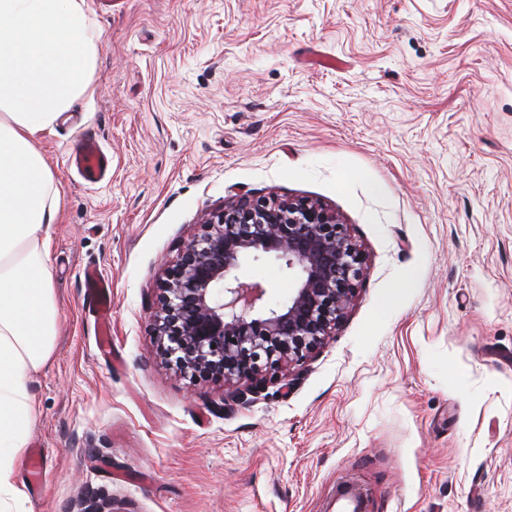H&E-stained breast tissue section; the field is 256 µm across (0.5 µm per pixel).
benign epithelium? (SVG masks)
Instances as JSON below:
<instances>
[{"instance_id": "1", "label": "benign epithelium", "mask_w": 512, "mask_h": 512, "mask_svg": "<svg viewBox=\"0 0 512 512\" xmlns=\"http://www.w3.org/2000/svg\"><path fill=\"white\" fill-rule=\"evenodd\" d=\"M267 259L288 277V299L265 303L246 275ZM363 255L346 225L304 198L242 197L201 224L157 288L154 335L181 373L257 388L271 370L304 362L345 317Z\"/></svg>"}]
</instances>
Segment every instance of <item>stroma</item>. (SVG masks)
Here are the masks:
<instances>
[{"label":"stroma","mask_w":512,"mask_h":512,"mask_svg":"<svg viewBox=\"0 0 512 512\" xmlns=\"http://www.w3.org/2000/svg\"><path fill=\"white\" fill-rule=\"evenodd\" d=\"M91 91L41 134L58 307L28 383L47 477L12 512H512V0H88ZM112 157L89 183L84 134ZM309 198L364 255L303 363L232 400L156 354L155 283L242 197ZM112 285V359L82 270ZM68 162L87 181H101L112 171V157L107 155L99 142L91 136L79 141L70 152ZM369 507L366 489L353 478L338 482L326 504L327 512H369Z\"/></svg>","instance_id":"obj_1"}]
</instances>
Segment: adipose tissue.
<instances>
[{
    "label": "adipose tissue",
    "instance_id": "adipose-tissue-1",
    "mask_svg": "<svg viewBox=\"0 0 512 512\" xmlns=\"http://www.w3.org/2000/svg\"><path fill=\"white\" fill-rule=\"evenodd\" d=\"M100 33L87 0H0V499L30 426L26 382L49 357L57 309L40 236L60 191L37 147L89 86Z\"/></svg>",
    "mask_w": 512,
    "mask_h": 512
}]
</instances>
